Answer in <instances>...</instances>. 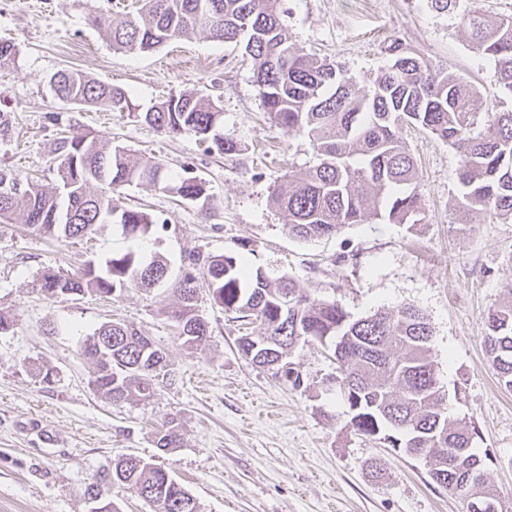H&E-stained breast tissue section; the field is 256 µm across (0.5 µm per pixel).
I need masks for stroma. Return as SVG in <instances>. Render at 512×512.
Instances as JSON below:
<instances>
[{"instance_id":"1","label":"stroma","mask_w":512,"mask_h":512,"mask_svg":"<svg viewBox=\"0 0 512 512\" xmlns=\"http://www.w3.org/2000/svg\"><path fill=\"white\" fill-rule=\"evenodd\" d=\"M136 0H0V40L17 49L0 70V171L55 185L59 132L159 160L172 173L202 178L194 204L147 183L120 191L124 207L155 222L149 248L183 277L193 254H228L269 278L289 277L312 298L338 303L351 318L410 305L426 317L431 356L450 420L474 428L471 447L487 484L512 508V390L500 384L483 343L484 317L512 296V222L474 210L458 216V157L419 127L402 137L420 178L415 225L357 224L314 239L288 233L270 201L289 173L318 157L301 133L285 134L265 114L242 46L196 33L150 52L113 49L90 18L135 13ZM288 33L303 53L328 59L358 85H371L400 39L410 53L456 73L479 112L512 110V93L494 63L473 49L450 13L427 0H279ZM73 70L119 87L111 107L59 99L49 79ZM180 93L218 97L233 155L191 135H170L143 114ZM118 228L82 240L54 239L0 220V512H89L86 487L126 455L155 456L197 500L201 512H466L463 499L430 477L425 459L358 435L330 351L299 343L291 359L303 384L292 388L239 349L246 327L200 288L208 324L201 347L187 348L167 310V286L131 289L106 300L94 293L47 298L44 273H71L125 248ZM133 324L166 354L168 374L151 397L112 401L92 383L81 351L104 322ZM179 448L154 440L168 419ZM57 439L44 449L42 428Z\"/></svg>"}]
</instances>
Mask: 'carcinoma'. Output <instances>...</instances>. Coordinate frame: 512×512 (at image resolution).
<instances>
[{
    "label": "carcinoma",
    "mask_w": 512,
    "mask_h": 512,
    "mask_svg": "<svg viewBox=\"0 0 512 512\" xmlns=\"http://www.w3.org/2000/svg\"><path fill=\"white\" fill-rule=\"evenodd\" d=\"M278 0H142L137 15L114 23L95 15L117 50L151 51L176 38L205 32L224 42H242L254 61V84L270 118L288 133L305 134L319 163L288 179L271 193L273 205L288 217V231L300 239L329 236L353 224L382 219L404 224L419 212V175L402 130L420 126L451 144L459 154L457 178L463 188L462 213L481 210L496 220L512 221V110L474 108V92L456 74L432 67L406 52L398 41L387 47L392 63L368 88L335 65L301 52L280 18ZM459 26L476 50L491 59L500 82L512 92V16H492L477 8L459 13ZM16 59L15 45L0 41V70ZM55 94L78 105L109 107L125 92L74 71L50 78ZM145 120L169 134H190L211 141L225 155L237 143L221 133L222 112L210 98L172 96L146 112ZM57 184L48 191L32 181L0 172V217L19 218L50 237L82 239L115 224L130 246L102 264L90 260L72 274L47 272L41 290L52 299L96 293L110 298L132 288L162 283L176 298L169 317L189 349L206 341L207 325L196 314L197 278L188 273L171 281L167 263L139 250L154 222L115 197L119 188L147 182L194 202L205 182L165 172L158 160L136 159L127 149L106 150L85 136L64 132L56 138ZM97 182L101 188L91 191ZM213 300L227 311L244 313L256 328L239 338L243 354L285 385L299 388L295 364L276 363V351L299 342L334 347L338 381L348 410L366 436L405 447L400 435L420 437L432 451V479L464 500L489 497L496 490L470 482L468 470L450 461L457 448L471 450L473 432L450 421L439 407L440 388L431 358L432 330L413 306L352 319L334 301L308 296L290 278L273 282L259 269L230 255L189 257ZM484 343L499 382L512 389V298L488 311ZM162 350L136 328L112 321L96 329L83 355L92 382L114 400L146 399ZM176 419L157 432L155 448L179 447ZM146 496L156 512H200L196 499L150 459L122 457L93 478L87 499L96 512H118L112 485Z\"/></svg>",
    "instance_id": "obj_1"
}]
</instances>
